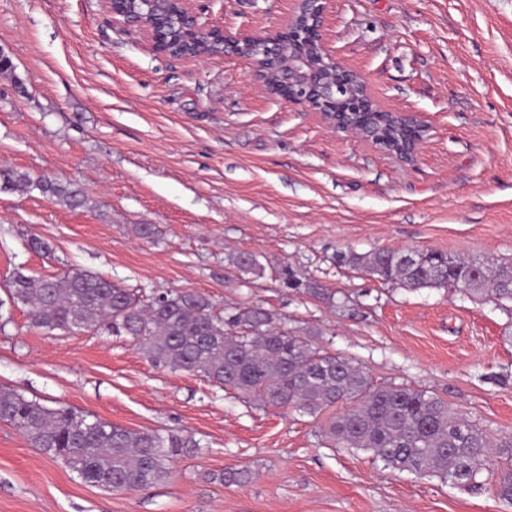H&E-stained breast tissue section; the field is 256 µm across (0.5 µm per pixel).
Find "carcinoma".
<instances>
[{
	"mask_svg": "<svg viewBox=\"0 0 512 512\" xmlns=\"http://www.w3.org/2000/svg\"><path fill=\"white\" fill-rule=\"evenodd\" d=\"M35 185L42 193L76 201L77 193L51 180L31 181L25 173H0V186ZM340 265L409 289L446 288L485 296L512 311V264L490 265L455 259L435 250L378 249L337 255ZM230 263L258 273L255 254L239 253ZM283 275L311 296L336 304L335 293L318 280ZM12 300L28 308L32 326L95 332L110 328L132 339L151 363L171 372L200 373L210 383L260 406L292 408L317 417L339 403L344 413L329 421V437L349 448L371 452L386 467L435 476L451 485L476 487L489 441L479 427L458 415L438 394L404 385H378L353 359L272 326L261 306L218 311L203 294L170 290L163 303L104 277L72 269L58 277L35 278L17 270ZM0 421L14 427L51 459H60L86 483L114 493L136 491L165 481L177 457L200 448L193 437L174 432H134L75 408H49L36 399L0 390ZM226 485L251 482L247 470H225ZM500 499L512 502V465L495 482Z\"/></svg>",
	"mask_w": 512,
	"mask_h": 512,
	"instance_id": "cac0c4a2",
	"label": "carcinoma"
}]
</instances>
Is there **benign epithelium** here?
<instances>
[{"label":"benign epithelium","instance_id":"benign-epithelium-1","mask_svg":"<svg viewBox=\"0 0 512 512\" xmlns=\"http://www.w3.org/2000/svg\"><path fill=\"white\" fill-rule=\"evenodd\" d=\"M128 0H102L112 21L154 54L204 61L202 43H218L221 56L244 60L249 75L272 99L309 108L338 132L355 134L402 162L415 161L428 132L416 113L393 112L391 118L408 123L399 143L382 138L374 114L379 105L370 94L360 95L361 76L333 58L325 42L324 19L329 0H296L297 11L274 30L256 34L230 32L196 7V0H170L171 13L156 8L159 0H140L144 8L132 12Z\"/></svg>","mask_w":512,"mask_h":512}]
</instances>
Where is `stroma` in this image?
I'll return each instance as SVG.
<instances>
[{
	"label": "stroma",
	"mask_w": 512,
	"mask_h": 512,
	"mask_svg": "<svg viewBox=\"0 0 512 512\" xmlns=\"http://www.w3.org/2000/svg\"><path fill=\"white\" fill-rule=\"evenodd\" d=\"M198 4L230 31L264 33L294 0ZM325 32L383 109L425 118L414 164L267 97L242 59L147 51L100 0H0L11 61L0 71V169L56 179L80 199L0 189V386L200 443L166 482L119 494L0 422V512H512L494 490L496 454L473 491L391 471L329 439L343 405L315 418L261 407L155 367L129 337L32 327L9 300L16 270L79 268L149 295L258 304L375 382L435 392L491 442L512 439V313L336 262L381 248L512 261V0H330ZM34 237L51 256L30 249ZM243 251L259 273L230 266ZM287 266L335 291V304L284 288ZM227 469L254 479L224 485Z\"/></svg>",
	"instance_id": "obj_1"
}]
</instances>
